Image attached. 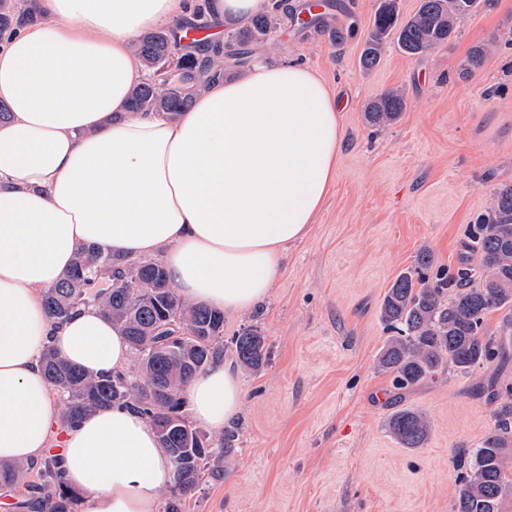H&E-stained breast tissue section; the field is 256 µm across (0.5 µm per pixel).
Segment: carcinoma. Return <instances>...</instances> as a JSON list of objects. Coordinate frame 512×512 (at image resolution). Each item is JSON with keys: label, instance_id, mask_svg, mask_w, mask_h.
<instances>
[{"label": "carcinoma", "instance_id": "obj_1", "mask_svg": "<svg viewBox=\"0 0 512 512\" xmlns=\"http://www.w3.org/2000/svg\"><path fill=\"white\" fill-rule=\"evenodd\" d=\"M269 2L246 25L228 31L224 44L200 43L201 57L173 58L174 43L163 29L143 35L138 55L159 72V80L134 86L128 111L156 112L171 119L189 111L198 81L214 82L230 68L246 66L250 47L273 43L281 18L296 16L289 0ZM487 2L420 0L417 11L405 17L399 0H379L360 65L373 68L389 40L409 57L422 56L447 43L459 20ZM36 18L31 9L0 0V34ZM299 24L303 30L328 35L338 46L346 38L344 27L334 25V16L323 11ZM485 55L486 46L473 47L458 76L469 78L482 67ZM404 109L403 93L391 89L366 106L365 118L369 126L380 128L395 123ZM466 248L474 259L447 271L436 267L430 251H420L415 269L400 274L388 288L379 317L396 335L377 355L376 368L390 375L394 389H410L448 368L471 373L512 360V185L494 193L491 206L470 226ZM42 302L58 323L78 305L94 304L121 328L137 359V376L93 377L50 349L43 354V370L58 393L65 423L114 404L147 418L173 461L172 493L161 502L160 512H179L181 498L200 485L216 450L224 449L227 456L238 440V431L227 429L215 443L183 415L185 384L224 357V312L181 301L162 263H130L92 246L78 250L66 276L43 292ZM503 309L511 313L506 327L497 337L486 335V314ZM231 344L235 362L244 371L263 370L269 348L256 326L243 327ZM484 390L489 401L500 402L496 425L478 447L454 452L459 482L454 512H506L504 503L512 498V383L491 378ZM388 428L405 448L421 447L430 433L428 419L407 408L391 415ZM27 471L22 463H0V485L19 484ZM40 474L47 482L29 485L26 507L31 512H77L80 496L63 481L56 460H45Z\"/></svg>", "mask_w": 512, "mask_h": 512}]
</instances>
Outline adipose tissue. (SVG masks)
Returning a JSON list of instances; mask_svg holds the SVG:
<instances>
[{
  "mask_svg": "<svg viewBox=\"0 0 512 512\" xmlns=\"http://www.w3.org/2000/svg\"><path fill=\"white\" fill-rule=\"evenodd\" d=\"M30 2L41 23L0 37V462L37 464L55 447L84 512H157L173 466L149 421L115 405L62 424L41 364L50 347L87 374L119 373L127 339L92 304L54 323L42 293L93 245L162 256L182 300L249 311L326 204L340 114L310 67L263 56L178 119L128 114L146 77L139 36L179 26L199 0ZM185 395L220 432L244 391L217 360Z\"/></svg>",
  "mask_w": 512,
  "mask_h": 512,
  "instance_id": "ef3b65f1",
  "label": "adipose tissue"
}]
</instances>
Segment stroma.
<instances>
[{
	"instance_id": "stroma-1",
	"label": "stroma",
	"mask_w": 512,
	"mask_h": 512,
	"mask_svg": "<svg viewBox=\"0 0 512 512\" xmlns=\"http://www.w3.org/2000/svg\"><path fill=\"white\" fill-rule=\"evenodd\" d=\"M352 32L343 48L282 21L275 44L253 53L308 64L340 107L343 144L331 195L308 236L288 252L271 295L224 317V336L257 323L271 349L244 388L230 456L182 501V512H453L451 457L495 425L480 388L512 382V361L463 375L446 371L397 396L376 358L390 337L379 319L396 277L429 249L442 267L465 258V230L494 191L512 185V0L463 19L456 35L411 58L388 44L379 63L359 58L378 0H337ZM489 53L471 78L457 75L473 45ZM390 89L407 103L394 125L373 128L364 108ZM428 419L422 448L402 447L390 414Z\"/></svg>"
}]
</instances>
